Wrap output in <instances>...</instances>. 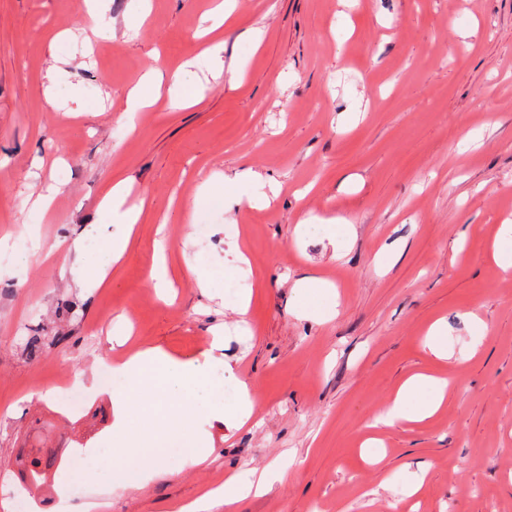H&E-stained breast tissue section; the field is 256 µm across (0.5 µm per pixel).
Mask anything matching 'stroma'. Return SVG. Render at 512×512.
<instances>
[{
  "mask_svg": "<svg viewBox=\"0 0 512 512\" xmlns=\"http://www.w3.org/2000/svg\"><path fill=\"white\" fill-rule=\"evenodd\" d=\"M216 2L152 0L142 22L137 0H110L115 36L92 43L81 0H0V512L35 482L32 512H170L271 466L283 480L236 512H512V269L492 258L512 220V0H228L209 38L243 81L200 64L187 77L200 103L161 94L129 129L131 86L195 57ZM54 65L67 76L50 99ZM248 170L258 192L278 187L269 206L190 214L212 176ZM122 180L143 215L110 285L78 288L74 246L92 263L108 254L116 228L101 204ZM51 187V208L32 211ZM331 218L347 230L334 242ZM91 224L99 239L86 238ZM234 241L251 260L235 274L252 296L242 317L224 280ZM159 247L166 301L150 283ZM305 277L335 285V318L303 315L328 302L295 292ZM122 318L133 334L121 345ZM439 319L447 361L425 346ZM214 326L235 374L226 387L244 382L257 400L251 419L205 420L211 456L160 460L141 487L101 472L69 483V459L112 438L101 364L149 346L196 356ZM415 373L450 379L440 412L375 426ZM75 381L87 396L77 414L59 399ZM51 455L33 476L32 460Z\"/></svg>",
  "mask_w": 512,
  "mask_h": 512,
  "instance_id": "obj_1",
  "label": "stroma"
}]
</instances>
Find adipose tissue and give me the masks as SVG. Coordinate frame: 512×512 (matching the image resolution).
<instances>
[{
    "label": "adipose tissue",
    "instance_id": "obj_1",
    "mask_svg": "<svg viewBox=\"0 0 512 512\" xmlns=\"http://www.w3.org/2000/svg\"><path fill=\"white\" fill-rule=\"evenodd\" d=\"M125 183L113 185L103 206L118 234L112 239V256L120 258L125 251L142 211L125 207ZM224 348V332L212 331L209 348L198 357L177 359L159 347L139 349L113 362L109 372L117 385L112 398V471L110 479L119 488L136 487L151 476L153 464L161 459L163 449L178 445L187 448L191 462L204 461L210 454L205 431L199 418L211 413L206 397L194 396L190 387L213 369L217 354ZM447 380L425 375L408 378L395 392L378 424L393 426L404 422H420L434 415L442 406ZM184 400L174 405L173 394ZM278 471L260 474L254 481L227 479L223 485L205 490L194 501L181 505L178 512H229L230 508L250 494H263L279 479Z\"/></svg>",
    "mask_w": 512,
    "mask_h": 512
}]
</instances>
